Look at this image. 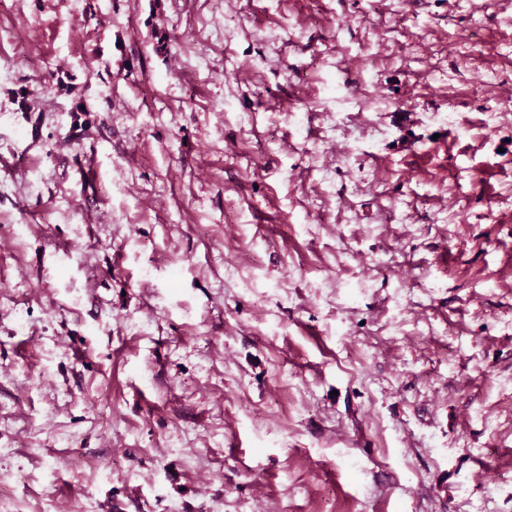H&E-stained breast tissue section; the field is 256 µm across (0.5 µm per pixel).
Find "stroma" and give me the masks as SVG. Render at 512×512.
<instances>
[{
  "mask_svg": "<svg viewBox=\"0 0 512 512\" xmlns=\"http://www.w3.org/2000/svg\"><path fill=\"white\" fill-rule=\"evenodd\" d=\"M0 512H512V0H0Z\"/></svg>",
  "mask_w": 512,
  "mask_h": 512,
  "instance_id": "obj_1",
  "label": "stroma"
}]
</instances>
